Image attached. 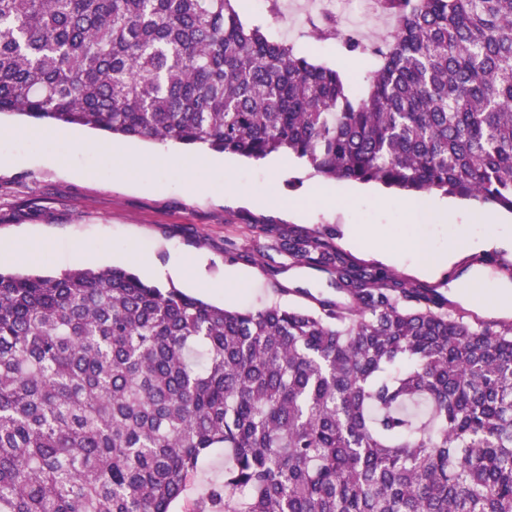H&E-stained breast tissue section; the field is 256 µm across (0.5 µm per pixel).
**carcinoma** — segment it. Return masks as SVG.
I'll use <instances>...</instances> for the list:
<instances>
[{
  "label": "carcinoma",
  "mask_w": 512,
  "mask_h": 512,
  "mask_svg": "<svg viewBox=\"0 0 512 512\" xmlns=\"http://www.w3.org/2000/svg\"><path fill=\"white\" fill-rule=\"evenodd\" d=\"M235 2L0 0V115L512 213V0H379L394 32L345 38L375 61L358 94ZM277 241L344 300L0 270V512H512V322ZM216 448L224 478L188 500Z\"/></svg>",
  "instance_id": "carcinoma-1"
}]
</instances>
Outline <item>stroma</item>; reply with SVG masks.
<instances>
[{"instance_id": "stroma-1", "label": "stroma", "mask_w": 512, "mask_h": 512, "mask_svg": "<svg viewBox=\"0 0 512 512\" xmlns=\"http://www.w3.org/2000/svg\"><path fill=\"white\" fill-rule=\"evenodd\" d=\"M303 0H264L262 8L244 5V20L259 23L296 52L347 74L352 91L366 84L373 60L346 51L336 39L312 33L316 12ZM128 156L163 153L167 165L142 166L129 176L113 166L114 151ZM409 195L378 184L328 180L294 156L277 154L255 161L210 153L204 166L193 163L188 148L152 140H125L80 126L49 127L24 116H0V240L28 238L35 253L30 269L60 272L73 268V253L89 254L90 266H128L130 253L167 265L172 250L204 254L203 278L220 280L225 266L249 270L253 283L225 289H199L190 277L159 280L230 309H258L275 301L300 302L305 296L332 299L328 274L293 264L275 248V229L318 235L345 247L356 261L377 265L366 247L345 246L346 224L381 225L385 243L404 252L388 272L424 288L448 293L466 268L500 271L512 265V251L472 253L474 234L512 236V214L475 200L434 194L430 207L452 208L457 223L418 224ZM422 242L426 254L456 247L465 254L442 277L426 278L413 269L409 248Z\"/></svg>"}]
</instances>
